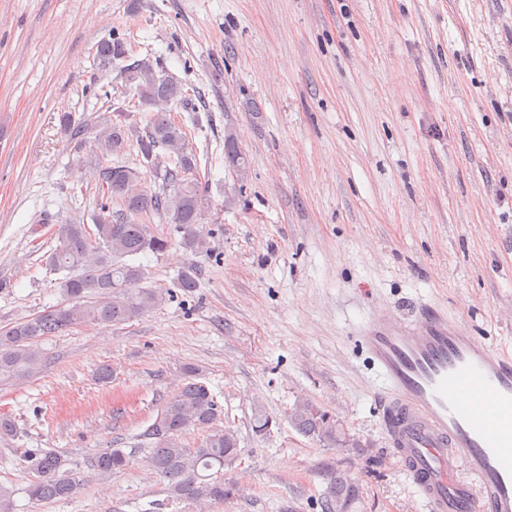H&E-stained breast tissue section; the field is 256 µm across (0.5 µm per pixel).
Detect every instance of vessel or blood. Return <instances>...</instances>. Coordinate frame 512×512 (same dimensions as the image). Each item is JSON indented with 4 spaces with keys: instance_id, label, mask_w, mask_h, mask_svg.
Returning <instances> with one entry per match:
<instances>
[{
    "instance_id": "b4317fda",
    "label": "vessel or blood",
    "mask_w": 512,
    "mask_h": 512,
    "mask_svg": "<svg viewBox=\"0 0 512 512\" xmlns=\"http://www.w3.org/2000/svg\"><path fill=\"white\" fill-rule=\"evenodd\" d=\"M387 441L428 512H512V356L436 308L373 318Z\"/></svg>"
}]
</instances>
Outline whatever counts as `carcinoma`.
Returning a JSON list of instances; mask_svg holds the SVG:
<instances>
[{"instance_id": "cac0c4a2", "label": "carcinoma", "mask_w": 512, "mask_h": 512, "mask_svg": "<svg viewBox=\"0 0 512 512\" xmlns=\"http://www.w3.org/2000/svg\"><path fill=\"white\" fill-rule=\"evenodd\" d=\"M121 37L103 39L97 45L102 68H116L132 92L133 105L112 116L78 122L70 112L58 115L60 131L74 150H89L91 178L101 196L93 226L70 222L56 231L58 245L49 266L64 273L59 282L65 303L6 329H0V385L37 376L43 368L38 342L82 324L130 322L155 309L162 292L144 288L143 266L138 256L162 255L170 247L167 237L152 224L159 219L176 224L183 232V246L192 251L206 248L200 229L209 207L201 183L195 178L196 153L183 126L171 120L172 105L188 99V91L161 64L149 57L131 59ZM150 113L145 127L132 111ZM145 159L142 171L119 162L131 146ZM224 154L229 166L245 170L244 154L232 130L224 135ZM186 382L165 402L143 437L153 440L150 463L168 482L176 501L197 504L224 502V460L240 455L237 435L229 428L216 429L223 411L214 395L186 369ZM288 424L298 433L328 448L354 445L343 425L310 400H297L288 408ZM190 429L207 436L196 448L183 443ZM31 480L25 492L35 501L74 499L84 489V477L72 461L55 450L25 456ZM130 454L107 448L87 461L88 469L110 475L124 469ZM360 488L349 474L333 469L322 493V512H359Z\"/></svg>"}]
</instances>
